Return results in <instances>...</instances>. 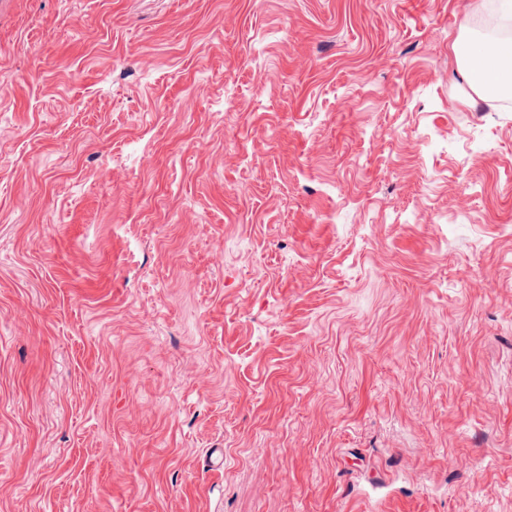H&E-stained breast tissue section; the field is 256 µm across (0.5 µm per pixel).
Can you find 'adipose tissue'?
Here are the masks:
<instances>
[{
	"label": "adipose tissue",
	"mask_w": 512,
	"mask_h": 512,
	"mask_svg": "<svg viewBox=\"0 0 512 512\" xmlns=\"http://www.w3.org/2000/svg\"><path fill=\"white\" fill-rule=\"evenodd\" d=\"M461 27L452 50L466 82L479 101L512 97V39L477 47Z\"/></svg>",
	"instance_id": "adipose-tissue-1"
}]
</instances>
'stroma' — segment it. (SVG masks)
I'll list each match as a JSON object with an SVG mask.
<instances>
[{"instance_id":"35a3bbf8","label":"stroma","mask_w":512,"mask_h":512,"mask_svg":"<svg viewBox=\"0 0 512 512\" xmlns=\"http://www.w3.org/2000/svg\"><path fill=\"white\" fill-rule=\"evenodd\" d=\"M469 3L0 0V512H512Z\"/></svg>"}]
</instances>
